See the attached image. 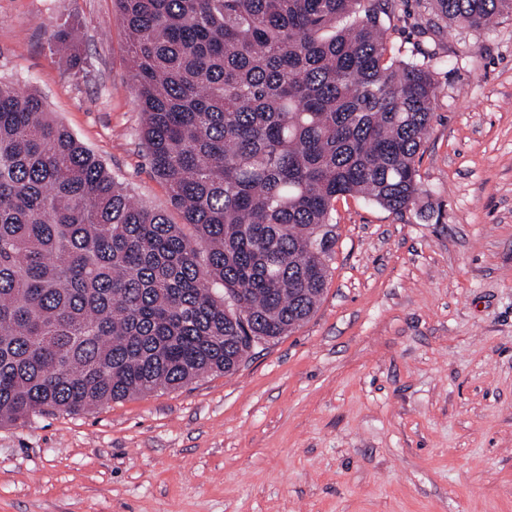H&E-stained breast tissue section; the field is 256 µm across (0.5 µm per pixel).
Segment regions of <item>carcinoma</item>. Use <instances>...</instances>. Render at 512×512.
<instances>
[{
    "label": "carcinoma",
    "mask_w": 512,
    "mask_h": 512,
    "mask_svg": "<svg viewBox=\"0 0 512 512\" xmlns=\"http://www.w3.org/2000/svg\"><path fill=\"white\" fill-rule=\"evenodd\" d=\"M140 140L182 213L0 80V425L231 373L316 310L336 201L423 193L431 65L385 60L395 0H116ZM472 29L512 0H433ZM72 66V33H53Z\"/></svg>",
    "instance_id": "carcinoma-1"
}]
</instances>
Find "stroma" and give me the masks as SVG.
Returning a JSON list of instances; mask_svg holds the SVG:
<instances>
[{
    "instance_id": "1",
    "label": "stroma",
    "mask_w": 512,
    "mask_h": 512,
    "mask_svg": "<svg viewBox=\"0 0 512 512\" xmlns=\"http://www.w3.org/2000/svg\"><path fill=\"white\" fill-rule=\"evenodd\" d=\"M115 0H0V79L181 223ZM83 59L52 54L59 23ZM437 84L421 212L336 202L321 302L232 373L0 427V512H512V16L383 17Z\"/></svg>"
}]
</instances>
